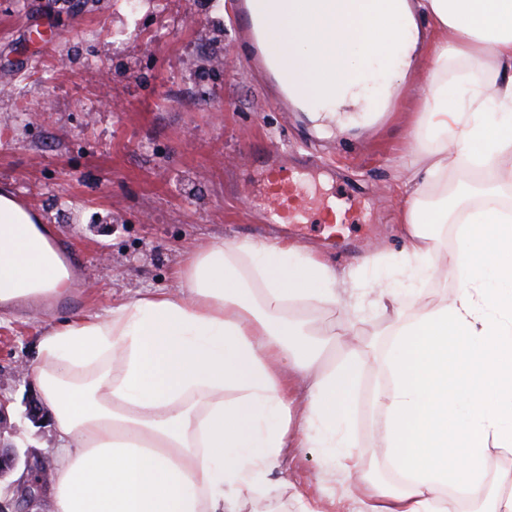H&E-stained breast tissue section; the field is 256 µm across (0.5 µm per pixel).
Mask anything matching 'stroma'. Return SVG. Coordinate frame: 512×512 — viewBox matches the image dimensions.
<instances>
[{
  "label": "stroma",
  "mask_w": 512,
  "mask_h": 512,
  "mask_svg": "<svg viewBox=\"0 0 512 512\" xmlns=\"http://www.w3.org/2000/svg\"><path fill=\"white\" fill-rule=\"evenodd\" d=\"M234 0H101L69 9L58 0H0V188L20 196L62 239L86 256L85 286H70L49 314L25 311L0 321V395L9 401L0 445L50 468L52 421H33L27 404L38 390L23 374L45 329L63 319L104 312L137 292L167 288L199 244L268 234L266 213L250 204L255 150L275 142L317 165L323 188L334 181L364 196L363 221L349 225L352 251L325 245L319 231L302 247L348 274L343 308L308 310L337 332L371 337L387 324L360 283L390 280L406 293L441 299L455 279L427 274L401 280L387 261L400 254L398 186L419 155L420 102L429 78L435 32L421 47L420 70L383 123L325 133L304 113L287 114L262 73L251 70L232 20ZM496 188L512 196L499 168H464L448 152V197ZM377 360L358 383L353 426L359 448L376 444ZM308 496L354 512L343 472L316 448L285 449L276 469Z\"/></svg>",
  "instance_id": "obj_1"
}]
</instances>
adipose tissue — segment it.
Here are the masks:
<instances>
[{
  "label": "adipose tissue",
  "mask_w": 512,
  "mask_h": 512,
  "mask_svg": "<svg viewBox=\"0 0 512 512\" xmlns=\"http://www.w3.org/2000/svg\"><path fill=\"white\" fill-rule=\"evenodd\" d=\"M263 48L313 121L358 124L421 62L417 18L450 31L436 45L419 100L428 149L399 190L402 272L459 281L452 301L379 287L390 314L388 381L375 388L376 440L398 484L371 477L349 409L363 362L325 363L336 333L307 317L336 305V271L307 249L233 238L190 253L177 284L52 328L28 371L53 415L50 512H246L296 435L361 489L357 512H448V493L485 486L471 512H512V492L486 482L488 449L512 452V210L484 189L468 206L431 208L448 144L473 165L512 156V0H253ZM335 55V74L322 61ZM384 59L387 89L366 95ZM484 74L464 112L448 104V61ZM40 216L0 191V296L68 289ZM454 241H447V234ZM306 372L295 394L286 367ZM302 402L300 419L292 406Z\"/></svg>",
  "instance_id": "ef3b65f1"
}]
</instances>
